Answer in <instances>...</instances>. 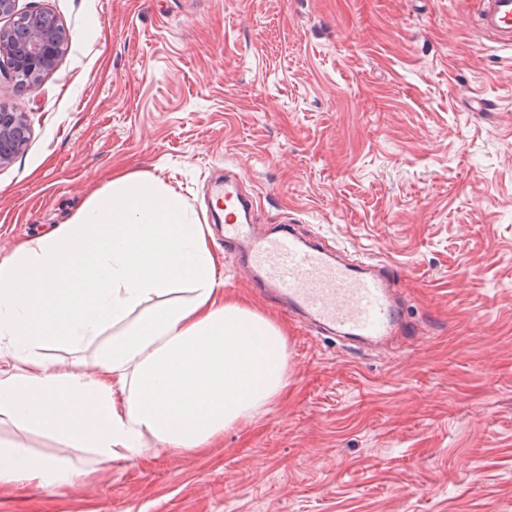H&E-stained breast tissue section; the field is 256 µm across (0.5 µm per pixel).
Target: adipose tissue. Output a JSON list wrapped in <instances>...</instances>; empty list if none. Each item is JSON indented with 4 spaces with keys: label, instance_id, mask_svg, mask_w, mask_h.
<instances>
[{
    "label": "adipose tissue",
    "instance_id": "adipose-tissue-1",
    "mask_svg": "<svg viewBox=\"0 0 512 512\" xmlns=\"http://www.w3.org/2000/svg\"><path fill=\"white\" fill-rule=\"evenodd\" d=\"M99 338L88 371L48 353ZM287 389L284 331L225 296L204 225L149 174L113 175L0 259V424L126 461L147 440L171 454L213 447ZM84 476L0 441V488L77 489Z\"/></svg>",
    "mask_w": 512,
    "mask_h": 512
}]
</instances>
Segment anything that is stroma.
<instances>
[{
    "instance_id": "obj_1",
    "label": "stroma",
    "mask_w": 512,
    "mask_h": 512,
    "mask_svg": "<svg viewBox=\"0 0 512 512\" xmlns=\"http://www.w3.org/2000/svg\"><path fill=\"white\" fill-rule=\"evenodd\" d=\"M70 36L0 167V257L65 223L111 171L209 225L224 293L286 334L288 395L202 453L112 462L12 425L87 471L0 512H512V49L473 0H18ZM482 97L488 111L467 110ZM244 174L264 235L290 226L385 266L420 333L347 348L260 300L209 210Z\"/></svg>"
}]
</instances>
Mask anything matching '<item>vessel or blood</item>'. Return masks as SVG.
Returning <instances> with one entry per match:
<instances>
[{
  "label": "vessel or blood",
  "mask_w": 512,
  "mask_h": 512,
  "mask_svg": "<svg viewBox=\"0 0 512 512\" xmlns=\"http://www.w3.org/2000/svg\"><path fill=\"white\" fill-rule=\"evenodd\" d=\"M480 28L495 43L512 48V0H478ZM224 206V244L246 251V271L265 298L342 334L365 340L392 335L405 321L387 275L363 260H331L324 250L301 242L292 230L256 236L242 215L251 200L240 174H225L216 190Z\"/></svg>",
  "instance_id": "1"
}]
</instances>
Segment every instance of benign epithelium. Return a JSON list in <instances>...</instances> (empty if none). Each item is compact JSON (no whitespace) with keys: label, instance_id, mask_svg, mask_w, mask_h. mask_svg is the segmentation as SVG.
<instances>
[{"label":"benign epithelium","instance_id":"benign-epithelium-1","mask_svg":"<svg viewBox=\"0 0 512 512\" xmlns=\"http://www.w3.org/2000/svg\"><path fill=\"white\" fill-rule=\"evenodd\" d=\"M18 0H0V65L7 64L12 77L23 76L35 88L59 61L63 50L57 36V20L45 12L20 11ZM30 127L23 112L0 104V167L9 165L29 142Z\"/></svg>","mask_w":512,"mask_h":512}]
</instances>
